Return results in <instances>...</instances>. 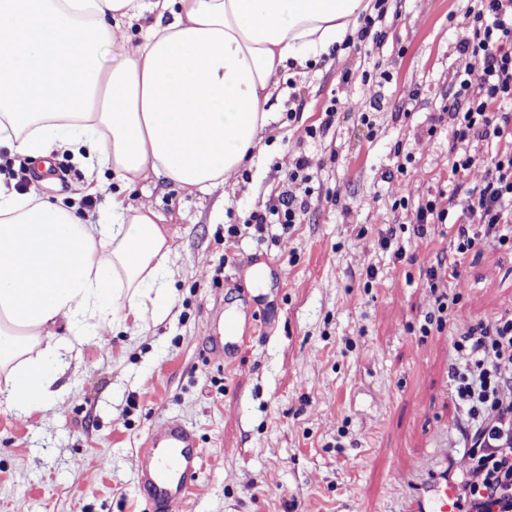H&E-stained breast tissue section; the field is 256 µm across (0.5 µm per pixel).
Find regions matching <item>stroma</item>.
<instances>
[{"instance_id": "1", "label": "stroma", "mask_w": 512, "mask_h": 512, "mask_svg": "<svg viewBox=\"0 0 512 512\" xmlns=\"http://www.w3.org/2000/svg\"><path fill=\"white\" fill-rule=\"evenodd\" d=\"M475 4L371 0L382 42L342 45L281 83L261 153L211 192L155 176L124 190L104 169L102 190L80 195L81 158L50 156L38 192L83 215L105 214L119 190L152 206L172 239L170 298L162 318L108 325L65 354L50 408L0 406V512H147L142 450L174 419L204 452L180 512H406L410 481L439 460L470 472L449 333L421 332L436 302L419 268L450 237L442 224L417 237L411 219L448 205L442 108L456 74L484 93L481 57L459 50ZM334 98L362 110L324 126ZM300 156L307 195L285 181ZM286 190L304 197L300 224L246 225ZM389 229L414 264L383 248ZM459 291L453 332L512 311V250L469 253ZM230 312L264 325L227 358L209 338Z\"/></svg>"}]
</instances>
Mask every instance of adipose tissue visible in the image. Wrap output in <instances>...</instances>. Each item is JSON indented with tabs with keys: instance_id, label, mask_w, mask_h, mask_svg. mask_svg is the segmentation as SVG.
<instances>
[{
	"instance_id": "1",
	"label": "adipose tissue",
	"mask_w": 512,
	"mask_h": 512,
	"mask_svg": "<svg viewBox=\"0 0 512 512\" xmlns=\"http://www.w3.org/2000/svg\"><path fill=\"white\" fill-rule=\"evenodd\" d=\"M366 0H0V141L34 160L85 152L123 186L163 176L208 191L253 158L281 76L356 33ZM139 26L121 61L102 47ZM171 241L155 211L109 218L0 194V397L43 408L64 353L145 298L162 303Z\"/></svg>"
}]
</instances>
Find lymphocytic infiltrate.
Segmentation results:
<instances>
[{
  "instance_id": "f902f5d3",
  "label": "lymphocytic infiltrate",
  "mask_w": 512,
  "mask_h": 512,
  "mask_svg": "<svg viewBox=\"0 0 512 512\" xmlns=\"http://www.w3.org/2000/svg\"><path fill=\"white\" fill-rule=\"evenodd\" d=\"M466 16L473 38L460 49L482 55L484 94L469 97V81L460 76L448 106V178L464 184V196L449 197L444 209L427 201L413 216L420 235L429 224L451 225L449 248L419 271L436 296L437 313L428 324L439 332L460 299L455 289L464 258L485 243L512 249V113L501 109L512 103V0H479ZM476 167L483 170L480 181L467 184ZM451 342L457 362L450 386L473 469L458 481L455 506L458 512H512V377L501 371L512 363V314L478 322Z\"/></svg>"
}]
</instances>
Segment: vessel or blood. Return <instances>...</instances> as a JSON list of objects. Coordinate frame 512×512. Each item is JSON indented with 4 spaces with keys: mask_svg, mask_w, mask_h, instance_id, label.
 <instances>
[{
    "mask_svg": "<svg viewBox=\"0 0 512 512\" xmlns=\"http://www.w3.org/2000/svg\"><path fill=\"white\" fill-rule=\"evenodd\" d=\"M212 342L228 353L241 348L246 336L239 318L225 316L223 333ZM143 454L140 486L147 493L149 512H175L204 465L195 431L178 422L169 423L148 440ZM453 498L448 471L443 468L432 472L428 480L414 484L409 512H454Z\"/></svg>",
    "mask_w": 512,
    "mask_h": 512,
    "instance_id": "vessel-or-blood-1",
    "label": "vessel or blood"
}]
</instances>
